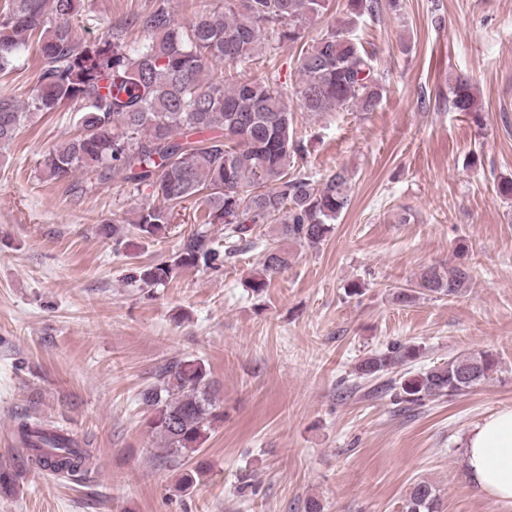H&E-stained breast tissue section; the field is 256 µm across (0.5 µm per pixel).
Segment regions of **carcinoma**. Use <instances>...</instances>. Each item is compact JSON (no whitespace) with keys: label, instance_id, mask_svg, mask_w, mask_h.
I'll return each mask as SVG.
<instances>
[{"label":"carcinoma","instance_id":"carcinoma-1","mask_svg":"<svg viewBox=\"0 0 512 512\" xmlns=\"http://www.w3.org/2000/svg\"><path fill=\"white\" fill-rule=\"evenodd\" d=\"M328 6L329 0H215L185 32L159 4L130 17L128 25L147 38L129 48L120 31L95 42L76 39L72 21L81 15L83 0H4L0 73L13 70L33 42L40 44L41 69L27 104L0 97V148L15 140L29 113L73 106L79 134L43 155L42 172L54 181L81 173L89 189L112 182L132 194L147 193L149 201L129 224L101 225V234L117 245L130 234L156 238L184 202L200 198L204 223L224 225V243L196 230L183 239L173 262L140 271L139 281L147 287L165 284L179 269L221 268L261 224H276V236L315 249L351 205L347 172L338 169L318 180L310 169L295 166L294 157L305 147L290 133L287 84L275 76L240 81L214 66L231 69L254 61L270 34L298 43L306 24ZM387 7H398V0H347L345 17L300 48L295 96L302 111L376 108L383 86L355 31L363 17H376ZM452 105L474 122L482 120L475 87L464 74L456 77ZM293 259L278 242L266 243L250 287L262 292ZM469 282L470 272L461 265L429 267L413 286L398 289L395 300L409 305L423 295L453 297ZM419 356L418 346L397 344L362 360L357 374L372 380ZM497 368L496 355L481 350L406 374L390 390L396 403L421 406L462 395ZM216 391L205 364L194 359L164 365L141 393L150 411L147 427L159 438L167 462L181 465L193 458L223 419ZM16 435L35 468L73 477L95 470L89 443L48 420L24 416ZM438 509L436 489L422 481L411 487L402 512Z\"/></svg>","mask_w":512,"mask_h":512}]
</instances>
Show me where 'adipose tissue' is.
<instances>
[{
	"label": "adipose tissue",
	"mask_w": 512,
	"mask_h": 512,
	"mask_svg": "<svg viewBox=\"0 0 512 512\" xmlns=\"http://www.w3.org/2000/svg\"><path fill=\"white\" fill-rule=\"evenodd\" d=\"M463 448L462 465L471 485L495 502L512 505V409L470 428Z\"/></svg>",
	"instance_id": "obj_1"
}]
</instances>
